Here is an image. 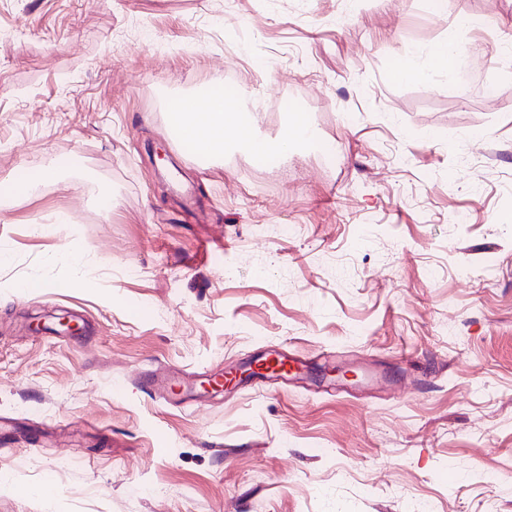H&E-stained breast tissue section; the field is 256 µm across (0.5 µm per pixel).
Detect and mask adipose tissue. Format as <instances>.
I'll use <instances>...</instances> for the list:
<instances>
[{
	"instance_id": "adipose-tissue-1",
	"label": "adipose tissue",
	"mask_w": 512,
	"mask_h": 512,
	"mask_svg": "<svg viewBox=\"0 0 512 512\" xmlns=\"http://www.w3.org/2000/svg\"><path fill=\"white\" fill-rule=\"evenodd\" d=\"M459 35V29L449 30L447 41L434 49L430 63L423 64L415 57H407L396 69V77L426 80L435 73L455 75L459 66V54L455 49ZM170 118L183 139L192 141L205 153L223 152L226 145L231 144L249 155L284 154L312 136L310 123L293 115L276 138H258L254 134L255 113L243 110L237 100L220 94L175 100Z\"/></svg>"
}]
</instances>
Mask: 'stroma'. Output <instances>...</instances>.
Returning a JSON list of instances; mask_svg holds the SVG:
<instances>
[{
  "instance_id": "stroma-1",
  "label": "stroma",
  "mask_w": 512,
  "mask_h": 512,
  "mask_svg": "<svg viewBox=\"0 0 512 512\" xmlns=\"http://www.w3.org/2000/svg\"><path fill=\"white\" fill-rule=\"evenodd\" d=\"M462 15L496 57L512 0H0V182L54 173L0 198V512H512V73L392 78ZM228 75L317 140L187 147L170 101ZM269 344L308 375L138 383ZM52 177V172L49 169H46L30 177L18 179L10 183L0 184V196L31 195L34 193L35 188L38 185L50 180ZM140 385L147 392L153 393L161 399L167 400L168 392L173 391L175 385H180L182 390L187 386V390L192 389L190 386V380L186 377H177L175 375H167L160 373H153L146 376Z\"/></svg>"
}]
</instances>
